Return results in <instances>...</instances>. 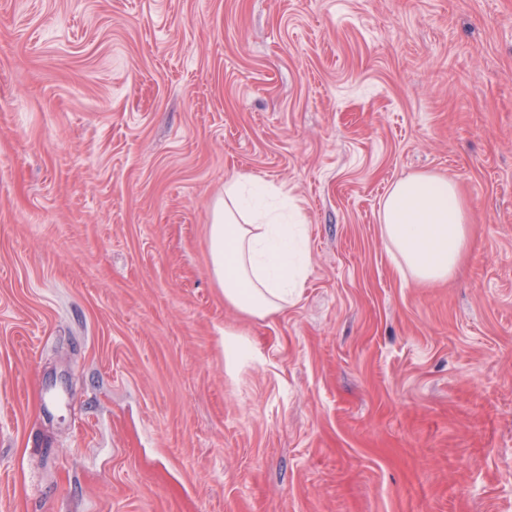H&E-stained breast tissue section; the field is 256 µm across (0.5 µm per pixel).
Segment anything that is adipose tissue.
Here are the masks:
<instances>
[{"mask_svg": "<svg viewBox=\"0 0 512 512\" xmlns=\"http://www.w3.org/2000/svg\"><path fill=\"white\" fill-rule=\"evenodd\" d=\"M275 189L234 178L212 208L211 269L224 301L251 318H267L296 298L308 271L302 224L269 209ZM382 239L400 274L433 285L449 280L468 246L467 207L455 183L436 174L397 181L380 206Z\"/></svg>", "mask_w": 512, "mask_h": 512, "instance_id": "1", "label": "adipose tissue"}]
</instances>
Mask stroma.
<instances>
[{"label": "stroma", "instance_id": "stroma-1", "mask_svg": "<svg viewBox=\"0 0 512 512\" xmlns=\"http://www.w3.org/2000/svg\"><path fill=\"white\" fill-rule=\"evenodd\" d=\"M413 173L473 228L432 288ZM238 176L307 229L265 319L211 271ZM0 512H512V0H0ZM382 239L401 275L421 284L449 280L468 246L467 207L456 184L436 174L397 181L380 206ZM250 350V345L242 334L234 331L224 333V354L232 362L244 356Z\"/></svg>", "mask_w": 512, "mask_h": 512}]
</instances>
